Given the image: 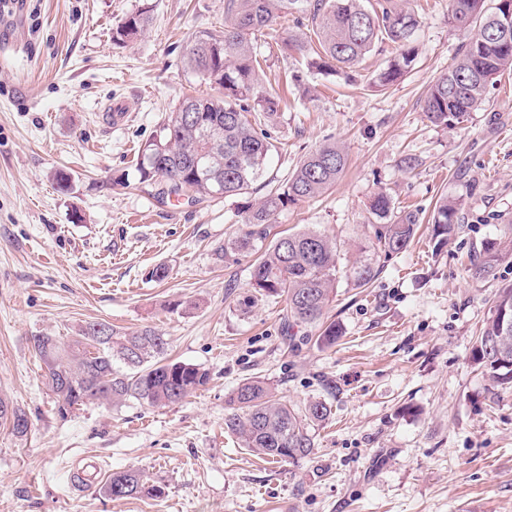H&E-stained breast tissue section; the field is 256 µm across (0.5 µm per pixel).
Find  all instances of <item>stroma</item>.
Listing matches in <instances>:
<instances>
[{
	"mask_svg": "<svg viewBox=\"0 0 512 512\" xmlns=\"http://www.w3.org/2000/svg\"><path fill=\"white\" fill-rule=\"evenodd\" d=\"M412 6L416 61L382 91L371 82L392 45L349 84L306 73L283 47L295 21L271 26L262 80L283 93L257 195L325 143L342 146L347 168L332 191L278 212L245 251L231 247L247 230L241 199L162 203L136 170L179 99L217 95L183 55L197 31L223 26L224 0H27L22 16L0 13V395L30 420L24 437L0 424V512H512V389L470 361L512 258L481 281L467 271L469 255L512 235V74L456 129L431 123L424 98L465 36L448 23L449 0ZM144 7L141 36L114 43L113 29ZM118 102L128 115L115 125ZM59 171L70 191L58 190ZM379 191L423 226L441 198L460 200L454 239L438 250L423 229L401 253L374 249ZM308 226L341 245L327 316L343 334L328 348L310 325L287 341L284 299L254 298L249 286L254 261ZM363 263L378 274L361 287L353 270ZM158 265L169 269L161 282L148 277ZM176 300L183 308L170 310ZM92 321L151 328L169 359L205 369L208 384L161 408L90 402L60 418L33 338L66 343ZM250 377L293 406H330L310 457L270 463L225 430L226 400ZM87 461L106 475L139 469L162 494L77 487L70 475Z\"/></svg>",
	"mask_w": 512,
	"mask_h": 512,
	"instance_id": "1",
	"label": "stroma"
}]
</instances>
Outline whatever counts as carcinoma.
Masks as SVG:
<instances>
[{
  "label": "carcinoma",
  "mask_w": 512,
  "mask_h": 512,
  "mask_svg": "<svg viewBox=\"0 0 512 512\" xmlns=\"http://www.w3.org/2000/svg\"><path fill=\"white\" fill-rule=\"evenodd\" d=\"M512 0H450L448 23L466 33L448 70L434 79L426 99V117L437 126L454 129L482 104L489 85L512 71V23H500L503 7ZM299 15L311 22L312 32H290L285 46L298 52L310 72L328 74L353 68L384 42L396 55L375 78L384 90L408 73L417 57L414 34L418 17L409 0H224V27L196 32L184 54L185 64L202 81L223 89L220 96L186 95L168 113L159 134L140 149V181L157 188L163 200L187 197L200 202L214 197L215 185L225 197H246L276 149L268 123L277 115L279 95L266 90L259 78L260 52L266 30L277 19ZM143 8L112 31L117 43L136 40L148 22ZM347 165L344 151L326 143L309 152L288 177L284 188L269 191L243 207L250 230L233 241L248 248L261 236L272 216L289 204L315 198L336 185ZM371 213L382 222L376 235L385 255L405 251L415 237L418 218L394 210L387 194H374ZM460 204L443 199L433 215L432 239L448 243L458 225ZM503 243L487 244L470 261L472 278L481 280L501 261ZM336 240L313 228L278 238L254 265L251 288L262 297L286 301L285 325L319 327L316 342L332 346L342 335L339 324L325 322L339 272ZM96 324L87 325L68 344L56 337H34V347L47 368L46 384L67 413L90 401L120 403L134 399L151 407L176 403L209 381L206 370L190 363L166 361L167 342L152 329L133 334L111 331L94 337ZM472 361L495 387L512 388V283L497 290L490 313L472 347ZM228 431L242 447L267 458L295 461L314 452L310 428L330 415L326 402H308L296 409L276 398L269 382L258 377L242 380L228 397ZM23 409L0 396V422L18 437L28 429ZM112 498L155 496L134 468L111 473L103 484Z\"/></svg>",
  "instance_id": "1"
}]
</instances>
